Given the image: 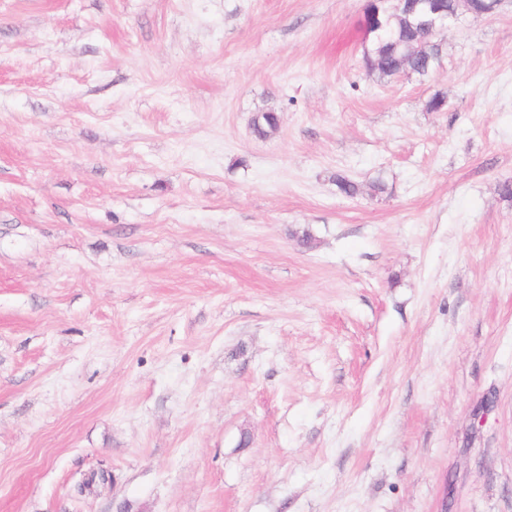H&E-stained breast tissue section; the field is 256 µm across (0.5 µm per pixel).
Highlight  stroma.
Instances as JSON below:
<instances>
[{
  "label": "stroma",
  "instance_id": "obj_1",
  "mask_svg": "<svg viewBox=\"0 0 512 512\" xmlns=\"http://www.w3.org/2000/svg\"><path fill=\"white\" fill-rule=\"evenodd\" d=\"M366 3L0 0V512H512V4ZM379 1L383 27L368 34L370 44L364 49V58L369 56L377 61L370 71L381 78L394 77L401 73L398 63L405 57L411 73L419 77L429 76L440 63L441 44L434 40L427 42L418 30L415 14L406 5L398 9L393 7L392 2L399 6L404 0ZM417 4L420 5V24L430 32L437 34L459 20L460 14L444 16L437 0H418Z\"/></svg>",
  "mask_w": 512,
  "mask_h": 512
}]
</instances>
